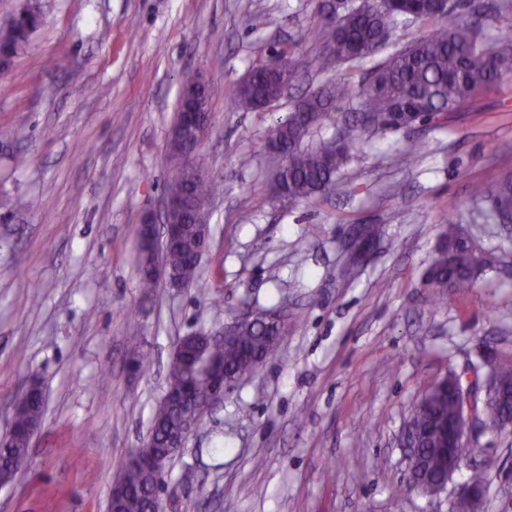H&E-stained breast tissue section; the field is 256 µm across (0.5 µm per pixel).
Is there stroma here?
<instances>
[{"label":"stroma","instance_id":"obj_1","mask_svg":"<svg viewBox=\"0 0 512 512\" xmlns=\"http://www.w3.org/2000/svg\"><path fill=\"white\" fill-rule=\"evenodd\" d=\"M39 3L41 28L0 77V439L29 385L45 414L0 512H107L179 340L276 309V357L229 387L166 469L178 512H449L476 470L484 512H512V430L474 421L471 455L435 497L410 488L397 445L448 371L512 359V224L471 194L512 172V80L409 133L368 136L331 192L291 204L268 192L271 127L309 90L358 88L433 22L401 21L375 56L300 71L287 98L246 111L229 99L253 64L319 54L317 0ZM261 13L276 25L257 26ZM198 73L223 89L201 151L221 180L211 247L197 284L146 295L137 230L164 196L179 89ZM408 136L425 148L403 162ZM9 154L24 164L8 169ZM451 221L485 262L469 293L438 297L427 273ZM355 224L382 235L346 277Z\"/></svg>","mask_w":512,"mask_h":512}]
</instances>
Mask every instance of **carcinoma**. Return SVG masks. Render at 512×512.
Returning a JSON list of instances; mask_svg holds the SVG:
<instances>
[{
  "mask_svg": "<svg viewBox=\"0 0 512 512\" xmlns=\"http://www.w3.org/2000/svg\"><path fill=\"white\" fill-rule=\"evenodd\" d=\"M420 20L437 22V28L415 39L391 54L376 66L369 80L358 92L356 112L345 118L351 124L347 135L348 145L333 149L329 146L310 148L305 139L336 102L346 95L340 83L314 91L301 99L272 128L267 148L274 155L281 154L284 163L273 173L271 186L281 188L279 199L290 202L308 201L334 187L336 174L347 160L350 149L363 146V133H399L417 122L428 123L470 102L482 89L512 74V37L495 40L486 46L473 24L460 19L455 7L442 9L435 0H411L396 7H383L376 0H363L358 6L336 13V23L319 27L322 50L313 65L328 72L339 64L374 56L385 45L396 20L405 15L408 7ZM43 23L38 3L27 0L17 11L0 21V57L12 66L19 51ZM300 59L288 60L282 70H268L258 64L250 69L251 79L239 85L231 99L236 108L257 110L279 101L286 83L294 82ZM166 169L165 196L183 203L184 208L172 214L175 222L183 225L185 238L190 245L202 248L208 240L199 237L200 226L208 223V205L220 191V184L212 177L192 181L188 177L185 144L170 137L168 152L164 157ZM473 196L494 198V212L502 206L512 205V181L506 180L495 189L483 185L473 188ZM446 245L433 259L429 270V284L435 291L451 289L463 292L474 286L472 269L481 256L468 240L448 225ZM164 260L180 280L192 285L200 277L198 267L186 252H172ZM279 349L263 321L258 320L242 329L233 343L212 347L210 358L227 376L252 373L257 361L273 358ZM199 350L191 336L179 341L178 355L172 357L168 367V387L178 388L188 380L184 358ZM456 405L448 389L435 393L425 406L418 409L413 423L424 429L448 426ZM44 404L32 398L27 407L16 413L15 425L31 429L42 423ZM179 425L175 408L160 404L154 412L150 436L156 446L164 444L169 432ZM438 441L430 438L423 448L428 464L422 473V482L430 484L445 476L447 459L436 451ZM29 443L17 440L8 447L0 445V474L9 466L11 457L24 453ZM159 474L145 469H131L122 465L113 484L128 485L132 492L126 498L124 512H154L153 491Z\"/></svg>",
  "mask_w": 512,
  "mask_h": 512,
  "instance_id": "obj_1",
  "label": "carcinoma"
}]
</instances>
